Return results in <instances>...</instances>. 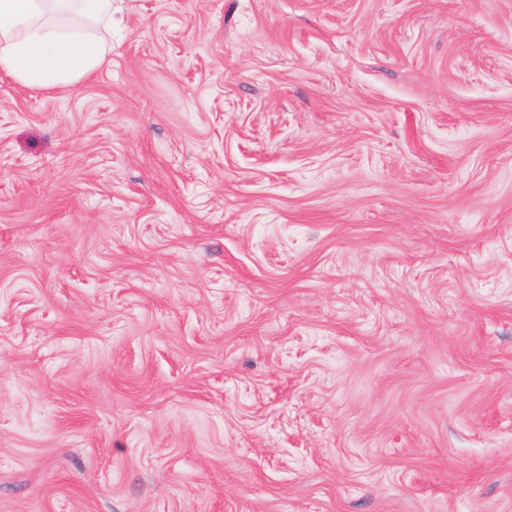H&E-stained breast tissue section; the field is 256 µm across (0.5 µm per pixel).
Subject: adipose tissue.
I'll return each instance as SVG.
<instances>
[{
  "mask_svg": "<svg viewBox=\"0 0 512 512\" xmlns=\"http://www.w3.org/2000/svg\"><path fill=\"white\" fill-rule=\"evenodd\" d=\"M111 37L112 0H0V71L25 87L94 75Z\"/></svg>",
  "mask_w": 512,
  "mask_h": 512,
  "instance_id": "obj_1",
  "label": "adipose tissue"
}]
</instances>
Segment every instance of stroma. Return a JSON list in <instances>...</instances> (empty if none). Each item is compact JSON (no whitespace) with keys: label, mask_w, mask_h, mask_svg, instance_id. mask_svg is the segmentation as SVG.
<instances>
[{"label":"stroma","mask_w":512,"mask_h":512,"mask_svg":"<svg viewBox=\"0 0 512 512\" xmlns=\"http://www.w3.org/2000/svg\"><path fill=\"white\" fill-rule=\"evenodd\" d=\"M0 512H512V0H113L0 73ZM112 0H1L0 70L28 88L72 86L104 64Z\"/></svg>","instance_id":"obj_1"}]
</instances>
